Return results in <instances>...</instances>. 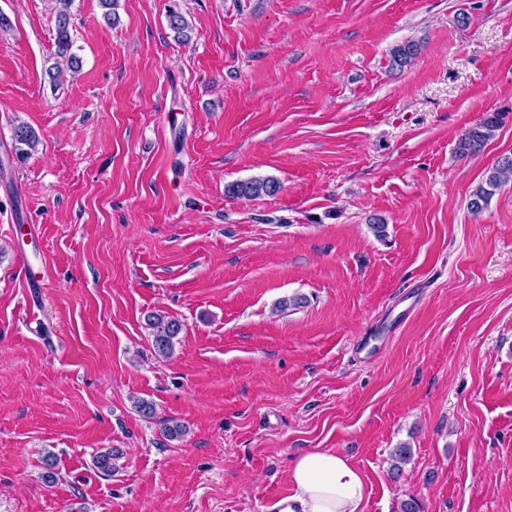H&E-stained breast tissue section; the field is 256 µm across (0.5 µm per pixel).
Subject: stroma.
<instances>
[{"label":"stroma","instance_id":"1","mask_svg":"<svg viewBox=\"0 0 512 512\" xmlns=\"http://www.w3.org/2000/svg\"><path fill=\"white\" fill-rule=\"evenodd\" d=\"M115 12L73 0L82 66L55 84L52 0H0V512H279L319 448L363 472L361 512H512V180L468 207L512 154V0ZM255 176L280 192L226 194ZM153 313L183 325L166 359ZM503 112H487L465 131L457 143L456 153L468 157L479 153L503 122ZM14 141L16 157L19 159L27 158L31 151L38 145V138L35 131L25 125L17 126L14 130ZM20 146H25L27 149H23ZM512 177V156H503L489 170L484 183L480 184L471 194L470 209L474 213L481 212L488 205L495 191Z\"/></svg>","mask_w":512,"mask_h":512}]
</instances>
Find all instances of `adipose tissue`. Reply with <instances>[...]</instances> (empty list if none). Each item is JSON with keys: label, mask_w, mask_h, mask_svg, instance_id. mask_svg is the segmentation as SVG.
Here are the masks:
<instances>
[{"label": "adipose tissue", "mask_w": 512, "mask_h": 512, "mask_svg": "<svg viewBox=\"0 0 512 512\" xmlns=\"http://www.w3.org/2000/svg\"><path fill=\"white\" fill-rule=\"evenodd\" d=\"M288 482L287 512H359L367 489L359 468L330 449L295 457Z\"/></svg>", "instance_id": "1"}]
</instances>
